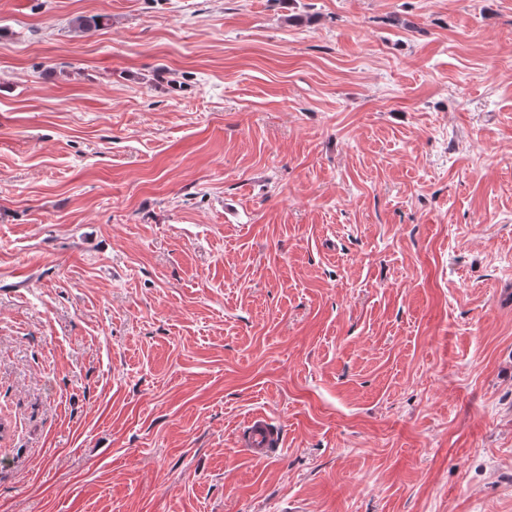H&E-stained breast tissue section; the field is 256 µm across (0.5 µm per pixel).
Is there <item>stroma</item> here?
I'll return each mask as SVG.
<instances>
[{"instance_id": "1", "label": "stroma", "mask_w": 512, "mask_h": 512, "mask_svg": "<svg viewBox=\"0 0 512 512\" xmlns=\"http://www.w3.org/2000/svg\"><path fill=\"white\" fill-rule=\"evenodd\" d=\"M0 423V512H512V0H0ZM275 444V436L266 418L256 415L251 419L249 430L244 435L240 447L245 448L254 458L265 460L273 453Z\"/></svg>"}]
</instances>
